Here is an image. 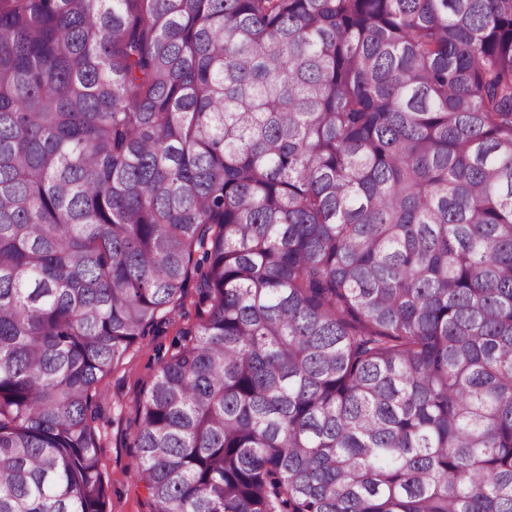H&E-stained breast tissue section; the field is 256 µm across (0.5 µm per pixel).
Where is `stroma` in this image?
Returning a JSON list of instances; mask_svg holds the SVG:
<instances>
[{
  "label": "stroma",
  "mask_w": 512,
  "mask_h": 512,
  "mask_svg": "<svg viewBox=\"0 0 512 512\" xmlns=\"http://www.w3.org/2000/svg\"><path fill=\"white\" fill-rule=\"evenodd\" d=\"M197 308L175 318L164 331L152 333L130 347L101 383L100 460L107 483L106 512H151L146 491L135 477L131 448L135 408L158 367L159 351L168 349L179 327L195 323Z\"/></svg>",
  "instance_id": "obj_1"
}]
</instances>
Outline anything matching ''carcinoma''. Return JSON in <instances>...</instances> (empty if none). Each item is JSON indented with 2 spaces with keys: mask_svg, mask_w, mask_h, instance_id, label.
<instances>
[{
  "mask_svg": "<svg viewBox=\"0 0 512 512\" xmlns=\"http://www.w3.org/2000/svg\"><path fill=\"white\" fill-rule=\"evenodd\" d=\"M512 512V0H0V512ZM188 314L171 316L174 322L150 333L130 347L101 383L100 460L107 483L106 512H151V502L135 477L132 439L135 408L158 367V352L171 346L177 330L196 323L197 308L187 301ZM174 317V318H173Z\"/></svg>",
  "mask_w": 512,
  "mask_h": 512,
  "instance_id": "obj_1",
  "label": "carcinoma"
}]
</instances>
